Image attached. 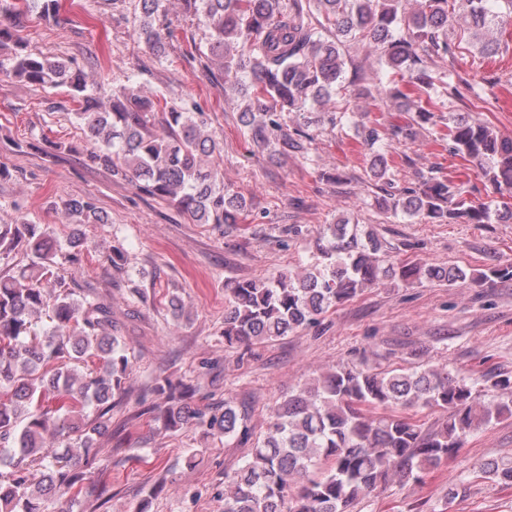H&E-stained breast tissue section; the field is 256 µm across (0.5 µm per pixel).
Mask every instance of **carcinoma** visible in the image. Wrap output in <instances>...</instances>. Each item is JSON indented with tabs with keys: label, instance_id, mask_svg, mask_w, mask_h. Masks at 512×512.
<instances>
[{
	"label": "carcinoma",
	"instance_id": "cac0c4a2",
	"mask_svg": "<svg viewBox=\"0 0 512 512\" xmlns=\"http://www.w3.org/2000/svg\"><path fill=\"white\" fill-rule=\"evenodd\" d=\"M212 31L201 56L216 60L234 90L245 91L242 116L249 140L260 146L295 147L284 113L312 120L311 106L345 84L347 40H370L383 48L391 84L381 93L402 100L413 112L406 126L362 123L361 144L373 151L374 178L389 176L393 142L413 127L435 129V142L480 171L502 194H512V137L487 122L442 111L452 88L448 68L429 69L455 57L448 31L455 16L448 0H184ZM491 0H463L481 52L496 43L481 39L503 23ZM163 0H138L135 22L148 43L161 49L153 28ZM39 6L48 20L60 18L61 0H0V16H18ZM11 43L8 68L42 88L65 86L80 104L76 119L98 144L93 159L168 201L195 224H237L248 218L245 202L205 169L201 157L221 153L208 130L209 114L197 105L164 109L160 130L151 127L156 102L123 89L102 111L88 92L79 67L28 50L11 29L0 27V45ZM462 185L429 171L421 185L381 200L384 209L418 224H487V208L468 203ZM77 224H99L90 199L66 202ZM23 253L26 263L0 273V512H50L58 494L80 491L93 451L92 435L122 393L130 374L126 349L116 336L97 329L112 321L109 305L64 290L50 295L44 283L58 276V248L48 228L19 214L0 224V256ZM382 243L346 223L327 224L316 240L315 261L302 275L237 282L224 306V344L265 343L316 325L329 308L356 297L389 277L403 286L469 282L481 286L512 278V266L470 275L458 267L401 262L385 264ZM44 314L39 329L33 317ZM95 358L99 366L77 370ZM163 398L157 420L170 430L194 421L208 433L251 442V431L230 402L205 415L190 402V389L167 378L157 381ZM441 414L432 430L410 413ZM512 417V376L499 374L487 389L447 366L371 372L340 364L303 384L273 410L263 438L253 443L242 466L224 475V512H351L365 494L396 481L418 484L448 464L469 434L504 416ZM61 444L52 448L48 440ZM53 456L52 467L35 466ZM476 477L512 488V460L481 462Z\"/></svg>",
	"mask_w": 512,
	"mask_h": 512
}]
</instances>
